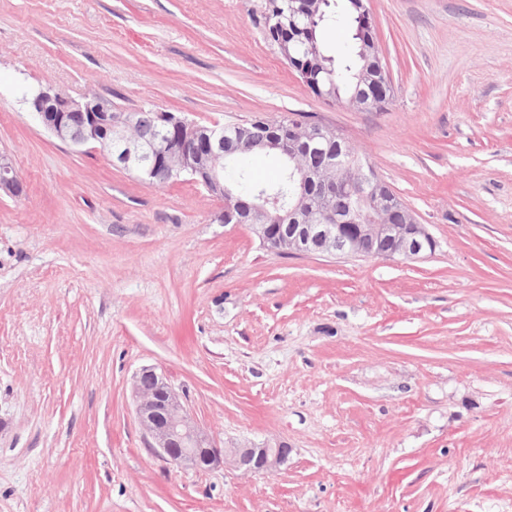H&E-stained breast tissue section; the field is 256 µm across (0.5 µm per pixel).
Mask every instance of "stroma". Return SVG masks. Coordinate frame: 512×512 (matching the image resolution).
<instances>
[{
    "instance_id": "stroma-1",
    "label": "stroma",
    "mask_w": 512,
    "mask_h": 512,
    "mask_svg": "<svg viewBox=\"0 0 512 512\" xmlns=\"http://www.w3.org/2000/svg\"><path fill=\"white\" fill-rule=\"evenodd\" d=\"M392 92L305 90L267 0H0V512H512V0H367ZM53 87L116 112L335 127L437 241L416 260L284 255L188 178L62 143ZM157 368L221 448L149 447ZM134 394L136 414L152 440L151 448L172 463L208 470L224 461L245 473H260L276 469L288 456L284 444L267 442L229 452L225 449L223 455L154 367L136 373Z\"/></svg>"
}]
</instances>
